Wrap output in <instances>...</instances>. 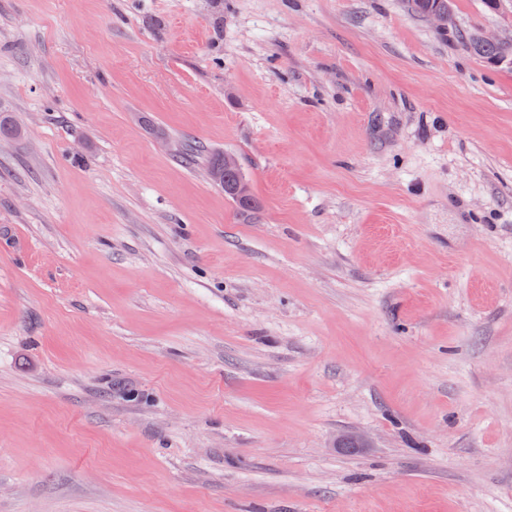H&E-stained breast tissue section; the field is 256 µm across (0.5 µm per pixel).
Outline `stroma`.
Listing matches in <instances>:
<instances>
[{"label":"stroma","mask_w":512,"mask_h":512,"mask_svg":"<svg viewBox=\"0 0 512 512\" xmlns=\"http://www.w3.org/2000/svg\"><path fill=\"white\" fill-rule=\"evenodd\" d=\"M451 3L0 0V512H512V5Z\"/></svg>","instance_id":"1"}]
</instances>
